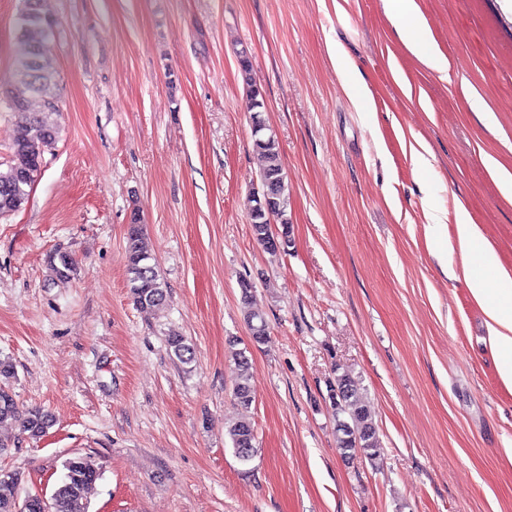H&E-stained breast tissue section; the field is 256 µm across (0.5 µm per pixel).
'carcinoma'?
Returning a JSON list of instances; mask_svg holds the SVG:
<instances>
[{
	"label": "carcinoma",
	"mask_w": 512,
	"mask_h": 512,
	"mask_svg": "<svg viewBox=\"0 0 512 512\" xmlns=\"http://www.w3.org/2000/svg\"><path fill=\"white\" fill-rule=\"evenodd\" d=\"M35 11L23 9L18 17L19 38L27 48L26 55L36 54L38 61L30 68L27 79L18 81L11 102L15 117L12 159L0 169V216L23 208L30 190L41 174L43 154L54 145L58 126L46 110L45 98H56V71L48 55L54 36L53 19L48 0H34ZM246 85V102L252 122H260L264 108L262 93L253 80L250 65L241 58ZM253 147L263 160L257 175L258 189L253 196L268 198L269 210L250 213V224L257 242L276 255L288 247L291 216L288 214L289 188L283 170L280 146L274 133L252 134ZM127 287L133 302L142 310L164 305L167 292L157 269L156 258L145 237L139 213H133L127 231ZM251 340L257 345L268 341V327L263 314L253 308L245 311ZM167 345L182 364L194 359V349L182 336H170ZM236 377L232 397L240 408L239 418L228 426L227 434L235 457L243 464L257 453L256 435L250 416L254 402L252 363L243 351L234 353ZM15 376L13 363L0 359V426L16 425L31 438L45 435L52 426L51 415L41 408H20L7 382ZM328 399L336 416V447L344 456L363 455L374 459L380 449L379 431L370 413L363 389L346 372L336 373L329 382ZM64 475L44 503L36 494L19 497L20 474L12 473L11 483L0 482V512H18L20 502L27 503L25 512H88L87 492L100 478V470L87 458L73 456L65 460Z\"/></svg>",
	"instance_id": "1"
}]
</instances>
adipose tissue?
Returning <instances> with one entry per match:
<instances>
[{
  "mask_svg": "<svg viewBox=\"0 0 512 512\" xmlns=\"http://www.w3.org/2000/svg\"><path fill=\"white\" fill-rule=\"evenodd\" d=\"M385 9L399 25L401 39L411 52L425 56L438 70H447L448 62L435 47L416 0H385ZM455 222L467 286L476 300L489 304L490 343L501 358L498 373L512 388V274L501 268L495 251L480 238L465 209H457Z\"/></svg>",
  "mask_w": 512,
  "mask_h": 512,
  "instance_id": "ef3b65f1",
  "label": "adipose tissue"
}]
</instances>
